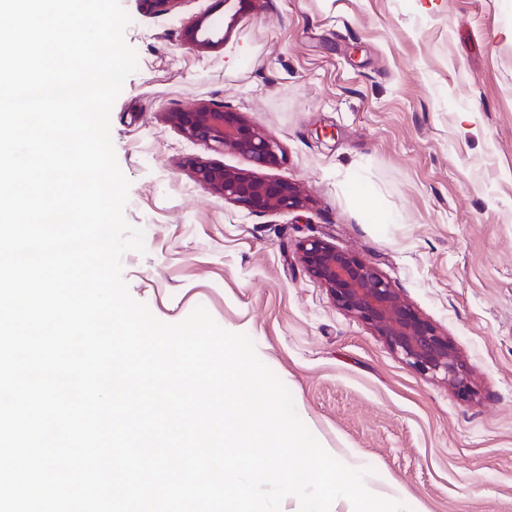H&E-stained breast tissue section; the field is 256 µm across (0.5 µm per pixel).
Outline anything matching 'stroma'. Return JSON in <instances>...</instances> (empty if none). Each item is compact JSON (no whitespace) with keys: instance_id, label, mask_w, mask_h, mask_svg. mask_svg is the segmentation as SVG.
<instances>
[{"instance_id":"obj_1","label":"stroma","mask_w":512,"mask_h":512,"mask_svg":"<svg viewBox=\"0 0 512 512\" xmlns=\"http://www.w3.org/2000/svg\"><path fill=\"white\" fill-rule=\"evenodd\" d=\"M138 68L110 114L130 182L131 296L166 323L204 307L248 335L334 458L411 512H512V0H121ZM209 14L225 39L185 27ZM203 100L274 137L278 165L189 141L166 112ZM195 162L299 184L256 213ZM368 184L378 209L352 191ZM319 238L373 265L444 333L463 396L417 372L303 266Z\"/></svg>"}]
</instances>
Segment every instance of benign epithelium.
<instances>
[{
	"instance_id": "7a95c632",
	"label": "benign epithelium",
	"mask_w": 512,
	"mask_h": 512,
	"mask_svg": "<svg viewBox=\"0 0 512 512\" xmlns=\"http://www.w3.org/2000/svg\"><path fill=\"white\" fill-rule=\"evenodd\" d=\"M203 23L200 19L188 28L187 44L196 48L213 44ZM165 118L193 142L244 155L261 167L278 164L279 143L239 112L196 102L165 113ZM193 174L212 193L252 212H285L305 204L298 185L276 177L258 178L224 165L201 163L193 165ZM298 251L336 306L371 325L408 365L423 374H443L461 395L473 392L470 374L448 337L422 318L375 267L318 238L300 242Z\"/></svg>"
}]
</instances>
